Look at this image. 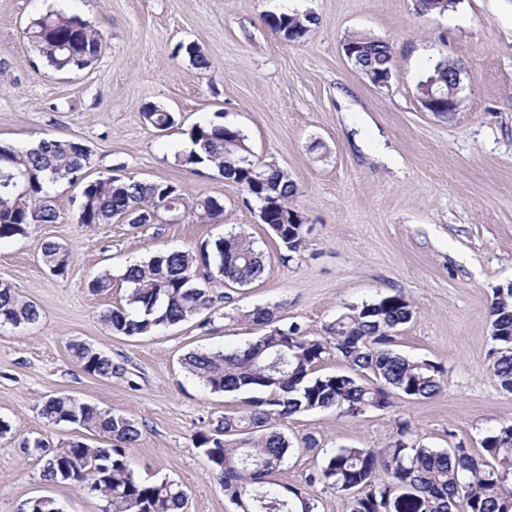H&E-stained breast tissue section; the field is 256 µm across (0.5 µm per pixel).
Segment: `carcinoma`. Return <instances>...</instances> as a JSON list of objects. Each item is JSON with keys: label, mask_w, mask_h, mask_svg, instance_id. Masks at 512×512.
I'll return each instance as SVG.
<instances>
[{"label": "carcinoma", "mask_w": 512, "mask_h": 512, "mask_svg": "<svg viewBox=\"0 0 512 512\" xmlns=\"http://www.w3.org/2000/svg\"><path fill=\"white\" fill-rule=\"evenodd\" d=\"M452 0H418L423 15L442 14ZM273 31L293 32L298 15L281 11L264 17ZM27 35L43 64L58 72L81 71L99 57L100 30L75 15L48 12L31 20ZM344 43L357 48L353 65L374 81L392 77L393 52L389 43L353 31ZM460 68L453 60L438 61L421 82L425 87L458 81ZM144 120L158 131L177 124L171 112L156 105L143 110ZM191 140L202 152L191 151L181 163L194 171L214 168L224 178L250 192L259 207L271 196L275 208L268 213V230L290 252L305 244L304 225L287 224L285 216L296 211L291 199L297 193L288 172L274 163L261 168L266 186L249 190L250 176L243 161L252 156L242 133L222 123L196 125ZM88 149L71 140H42L15 149L0 145V239L26 233L31 224H51L58 214L46 186L66 181L79 185L78 223L110 224L113 220L142 226L150 216L172 211L186 218L215 220L224 215L216 197L197 198L165 181L126 180L119 175L86 179ZM24 177L27 200L14 191ZM43 263L62 275L70 254L53 241L39 246ZM204 274H199V270ZM265 271L264 254L250 237L229 233L196 251L158 253L126 268L123 282L130 285L127 306H116L102 315L112 334L139 336L160 325H175L214 309L213 288L247 286ZM204 277L205 283L199 282ZM493 374L503 391L512 393V288H498L490 308ZM237 322L266 326L245 350L191 352L183 359L189 373L214 392L256 391L248 408L226 414L211 430L194 434L196 447L211 463L213 477L224 488L239 512H313L315 503L275 475L292 447L275 421L289 416L336 407L357 416L369 409L393 406L392 396L430 399L444 390L442 369L429 360H412L392 349L398 328L413 317L406 299L380 298L348 311L326 326V335L305 334L297 322L280 323L276 309L238 308L224 313ZM40 310L11 288H0V327L15 329L37 323ZM73 357L87 373L110 378L120 371L108 354L83 342L71 345ZM349 366L343 373H317L331 353ZM52 424H71L113 441L109 447L71 440L56 448L40 438L25 439L24 452L42 462L43 477L53 483L71 484L104 502V512H181L186 501L182 487L169 480L145 481L134 476L125 459V448L141 436L131 417L84 406L69 394L52 395L41 407ZM402 438L385 448L340 447L324 458L319 479L331 488H348L349 512H512V425L483 441L484 454L471 455L459 448L436 450ZM21 512H63L50 496L27 500Z\"/></svg>", "instance_id": "cac0c4a2"}]
</instances>
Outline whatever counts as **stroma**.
Here are the masks:
<instances>
[{"label": "stroma", "mask_w": 512, "mask_h": 512, "mask_svg": "<svg viewBox=\"0 0 512 512\" xmlns=\"http://www.w3.org/2000/svg\"><path fill=\"white\" fill-rule=\"evenodd\" d=\"M417 0H0V144L16 148L70 139L90 151V177L166 181L196 197L213 196L224 216L209 222L135 227L78 221L79 189L50 191L58 219L0 239V284L32 301V326L0 328V512L28 499L56 498L63 512H102L78 487L44 479L21 441L84 439L41 415L44 400L66 393L127 415L142 430L126 448L135 477L181 485L184 512H238L211 476L193 436L245 410L246 393H217L183 367L191 351L242 350L259 328L224 319L223 306L141 336H115L102 322L123 304L121 276L159 252L186 250L230 232L251 237L265 256L255 283L230 289L242 310L277 308L283 321L320 336L348 306L400 294L413 318L395 352L444 370L447 389L427 400L351 418L333 408L285 418L294 447L276 478L311 495L315 512H347L344 494L315 482L339 447L382 448L401 428L438 450L482 453L484 438L512 425V394L492 372L490 305L512 283V0H456L443 14L418 15ZM312 14L307 37L289 42L263 17ZM62 11L103 31L89 68L46 67L25 35L30 21ZM389 42L394 76L372 85L341 52L346 34ZM199 47L193 65L181 45ZM462 67V103L447 119L421 106L417 87L441 59ZM153 104L175 113V128L145 123ZM215 121L240 129L255 160L286 169L305 216L306 244L291 254L247 206L241 188L217 170L179 163L193 126ZM52 240L70 253L53 275L37 250ZM110 292L91 293L101 273ZM75 342L91 344L122 370L109 378L83 371ZM318 447H301L305 436Z\"/></svg>", "instance_id": "1"}]
</instances>
